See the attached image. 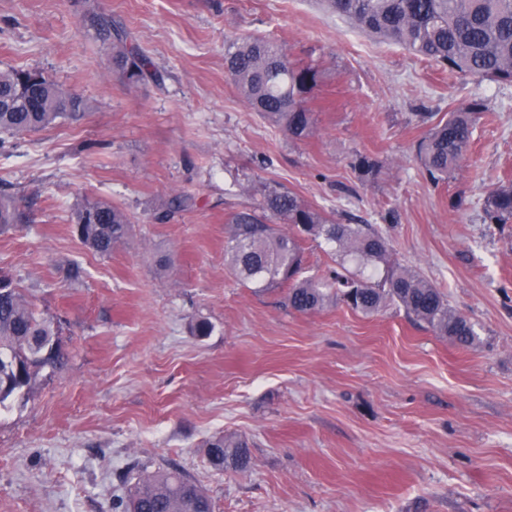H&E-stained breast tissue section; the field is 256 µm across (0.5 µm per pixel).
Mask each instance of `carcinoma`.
Masks as SVG:
<instances>
[{
    "instance_id": "carcinoma-1",
    "label": "carcinoma",
    "mask_w": 512,
    "mask_h": 512,
    "mask_svg": "<svg viewBox=\"0 0 512 512\" xmlns=\"http://www.w3.org/2000/svg\"><path fill=\"white\" fill-rule=\"evenodd\" d=\"M329 8L387 43L400 45L450 71L512 83V0H326ZM112 45L114 71L129 84L159 85L162 74L123 26L92 20ZM224 65L240 96L290 138L310 137L313 113L307 98L322 82L320 70L288 60L283 48L262 37L231 42ZM486 110L475 99L429 129L416 157L429 179L448 178L468 150L474 127ZM85 116L79 97L34 69H0V134L43 130L58 119ZM485 221L512 218V182L496 185L484 198ZM22 223L10 201L0 197V228ZM79 240L109 254L128 234L126 213L107 202H83L74 209ZM288 225V233L278 225ZM323 239L335 251L336 266L323 278L303 277L304 238ZM226 261L246 288H284L288 307L318 311L332 300L368 315L397 304L414 320L462 346L476 332L454 312L435 285L390 261L385 237L364 224H339L288 190H272L234 211L228 221ZM67 356L53 323L11 280L0 277V412L29 400L43 371H55ZM211 464L237 472L250 467L248 443L216 437L208 444ZM112 512H213L210 496L175 467L148 474L127 488Z\"/></svg>"
}]
</instances>
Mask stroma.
<instances>
[{
  "mask_svg": "<svg viewBox=\"0 0 512 512\" xmlns=\"http://www.w3.org/2000/svg\"><path fill=\"white\" fill-rule=\"evenodd\" d=\"M124 25L162 72L131 85L92 18ZM241 36L317 65L312 137L252 112L224 69ZM42 71L86 117L0 145V275L51 318L68 352L0 415V512H112L125 478L174 466L214 512H512V220L483 198L512 181V83L448 72L375 40L318 0H0V69ZM486 110L459 169L415 156L424 112ZM378 166L364 178L357 156ZM286 189L391 257L474 326L462 348L389 305L304 314L239 284L230 213ZM186 208L155 215L173 197ZM122 207L125 240L86 248L73 208ZM213 326L195 335L199 319ZM245 439L247 471L211 467L212 436Z\"/></svg>",
  "mask_w": 512,
  "mask_h": 512,
  "instance_id": "stroma-1",
  "label": "stroma"
}]
</instances>
